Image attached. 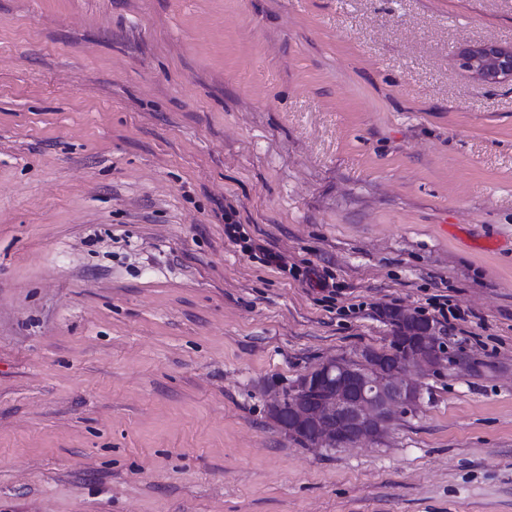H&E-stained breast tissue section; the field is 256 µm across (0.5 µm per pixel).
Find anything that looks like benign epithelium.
Listing matches in <instances>:
<instances>
[{
	"mask_svg": "<svg viewBox=\"0 0 512 512\" xmlns=\"http://www.w3.org/2000/svg\"><path fill=\"white\" fill-rule=\"evenodd\" d=\"M461 68L487 84L512 81V47L494 43L469 44L457 52ZM404 332L400 337L404 357L389 361L397 352L391 348L369 352L362 363L330 360L309 373L305 382L325 387L326 400L296 401L282 427L289 434L312 421L319 426L314 446L350 445L376 440L398 415L412 410L421 397L419 385L410 380L405 367L436 372L462 359L448 351L428 319L402 309L388 310Z\"/></svg>",
	"mask_w": 512,
	"mask_h": 512,
	"instance_id": "7a95c632",
	"label": "benign epithelium"
}]
</instances>
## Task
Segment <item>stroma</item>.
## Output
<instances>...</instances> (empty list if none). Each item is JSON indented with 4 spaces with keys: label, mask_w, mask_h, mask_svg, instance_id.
<instances>
[{
    "label": "stroma",
    "mask_w": 512,
    "mask_h": 512,
    "mask_svg": "<svg viewBox=\"0 0 512 512\" xmlns=\"http://www.w3.org/2000/svg\"><path fill=\"white\" fill-rule=\"evenodd\" d=\"M487 40L512 0H0V512H512V83L456 61ZM441 296L464 364L409 370L381 438L271 419Z\"/></svg>",
    "instance_id": "stroma-1"
}]
</instances>
